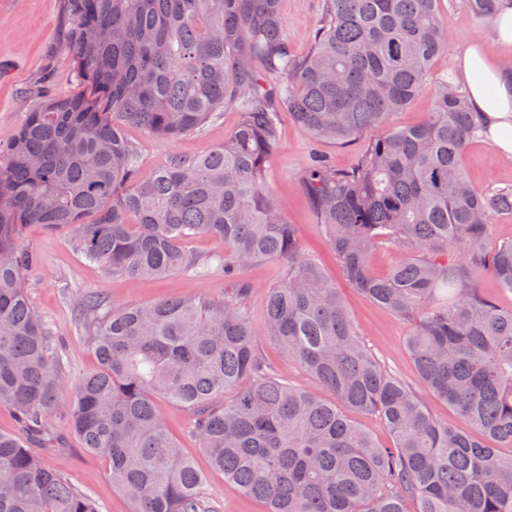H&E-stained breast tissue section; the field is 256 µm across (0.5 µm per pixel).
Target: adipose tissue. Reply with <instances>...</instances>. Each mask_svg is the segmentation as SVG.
<instances>
[{
	"label": "adipose tissue",
	"instance_id": "ef3b65f1",
	"mask_svg": "<svg viewBox=\"0 0 512 512\" xmlns=\"http://www.w3.org/2000/svg\"><path fill=\"white\" fill-rule=\"evenodd\" d=\"M457 76L472 109L484 113L493 144L512 157V65L503 64L476 41L459 56Z\"/></svg>",
	"mask_w": 512,
	"mask_h": 512
}]
</instances>
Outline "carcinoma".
I'll return each instance as SVG.
<instances>
[{"label": "carcinoma", "instance_id": "carcinoma-1", "mask_svg": "<svg viewBox=\"0 0 512 512\" xmlns=\"http://www.w3.org/2000/svg\"><path fill=\"white\" fill-rule=\"evenodd\" d=\"M279 2L67 0L78 87L33 106L0 143V407L21 429L0 432V512H99L33 448L53 414L105 461L134 512H201L204 476L159 398L191 413L211 467L266 512H404L407 497L417 512H512V306L479 288L490 275L512 294V240L488 246L494 220L512 215V188L479 192L462 166L487 134L484 113L440 76L423 122L368 142L348 170L316 155L303 179L346 282L410 322L421 384L463 429L382 370L264 179L279 113L343 144L388 125L428 85L445 46L440 0H324L304 57ZM499 5L467 0L489 27ZM227 107L240 121L223 144L142 173L125 126L176 140ZM29 224L72 229L79 253L114 276L217 273L224 294L126 306L81 293L98 367L60 404L65 375L25 288ZM200 235L223 238L233 260L199 257ZM384 241L401 258L375 277L369 259ZM259 260L283 269L258 329L243 270ZM262 336L331 398L288 382ZM348 410L377 416L393 447Z\"/></svg>", "mask_w": 512, "mask_h": 512}]
</instances>
